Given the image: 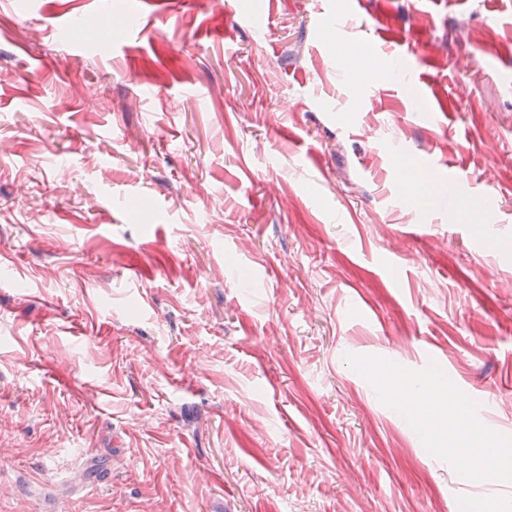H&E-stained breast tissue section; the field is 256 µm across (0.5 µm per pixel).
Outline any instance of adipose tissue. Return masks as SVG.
<instances>
[{
    "label": "adipose tissue",
    "instance_id": "ef3b65f1",
    "mask_svg": "<svg viewBox=\"0 0 512 512\" xmlns=\"http://www.w3.org/2000/svg\"><path fill=\"white\" fill-rule=\"evenodd\" d=\"M375 376L417 428L444 436L450 447L466 454L489 479H512V448L482 436L465 410L449 408L445 383L434 377L415 379L397 366L376 370ZM424 396L432 405L422 413L418 402Z\"/></svg>",
    "mask_w": 512,
    "mask_h": 512
}]
</instances>
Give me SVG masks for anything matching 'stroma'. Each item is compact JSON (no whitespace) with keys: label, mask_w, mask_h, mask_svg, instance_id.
<instances>
[{"label":"stroma","mask_w":512,"mask_h":512,"mask_svg":"<svg viewBox=\"0 0 512 512\" xmlns=\"http://www.w3.org/2000/svg\"><path fill=\"white\" fill-rule=\"evenodd\" d=\"M380 13L401 53L354 97ZM371 363L512 445V0H0V512L512 500Z\"/></svg>","instance_id":"stroma-1"}]
</instances>
